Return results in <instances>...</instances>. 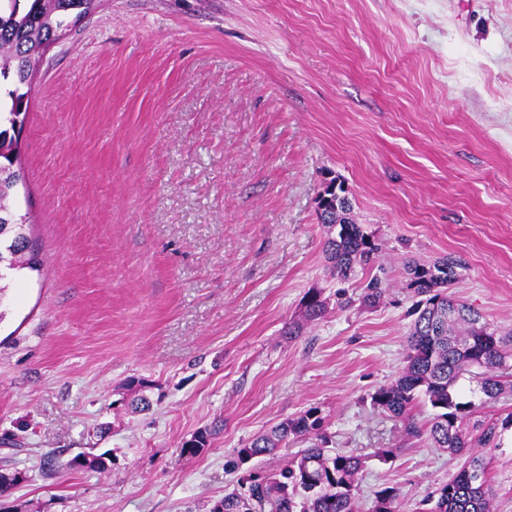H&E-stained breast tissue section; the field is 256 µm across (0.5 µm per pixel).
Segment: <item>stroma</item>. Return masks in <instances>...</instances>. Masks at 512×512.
<instances>
[{"label": "stroma", "instance_id": "35a3bbf8", "mask_svg": "<svg viewBox=\"0 0 512 512\" xmlns=\"http://www.w3.org/2000/svg\"><path fill=\"white\" fill-rule=\"evenodd\" d=\"M22 153L42 265L0 300V512H209L238 448L312 406L366 457L365 510L456 475L371 395L404 365L408 262L460 259L453 294L512 328V0H106L46 51ZM332 179L381 246L373 308L327 270ZM314 288L326 314L282 336ZM89 450L105 469L69 468ZM485 454L512 512V432ZM400 491L397 487H384L375 493L370 512H398Z\"/></svg>", "mask_w": 512, "mask_h": 512}]
</instances>
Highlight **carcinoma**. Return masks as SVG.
Returning a JSON list of instances; mask_svg holds the SVG:
<instances>
[{
	"label": "carcinoma",
	"mask_w": 512,
	"mask_h": 512,
	"mask_svg": "<svg viewBox=\"0 0 512 512\" xmlns=\"http://www.w3.org/2000/svg\"><path fill=\"white\" fill-rule=\"evenodd\" d=\"M101 0H0V292L10 288L8 274L39 270V249L29 234L26 217L15 208L16 190L24 180L17 122L28 114L32 78L46 49L64 37L81 19L95 13ZM320 222L326 228L324 251L330 275L349 279L366 270L381 252L351 217V205L343 186L329 183L318 198ZM461 264L448 256L430 264L406 266L413 304L407 337L405 365L400 375L380 386L371 396L373 405L388 416L406 422L420 432L414 410L431 407L426 432L434 447L451 454L468 448H498L503 435L512 431V412L492 423L468 424L477 403L466 399L460 379L472 374L480 403L498 401L512 393V330L503 331L480 312L455 299L448 288L460 277ZM385 283L371 277L359 296L365 307L379 305ZM327 302L311 290L303 301L299 319L284 326V334L297 336L306 322L321 318ZM127 407L147 411L150 400L130 389ZM213 431L195 433L181 444L185 456L200 454ZM310 441L300 456L275 472L262 473L246 467L253 458L272 453L289 439ZM325 417L310 407L270 431L255 436L226 463L238 472L236 487L216 501L209 512H359L357 476L363 461L355 455L327 448ZM400 491L384 487L375 493L370 512H398ZM419 512H494L488 462L481 453L471 454L447 484L429 493Z\"/></svg>",
	"instance_id": "carcinoma-1"
}]
</instances>
